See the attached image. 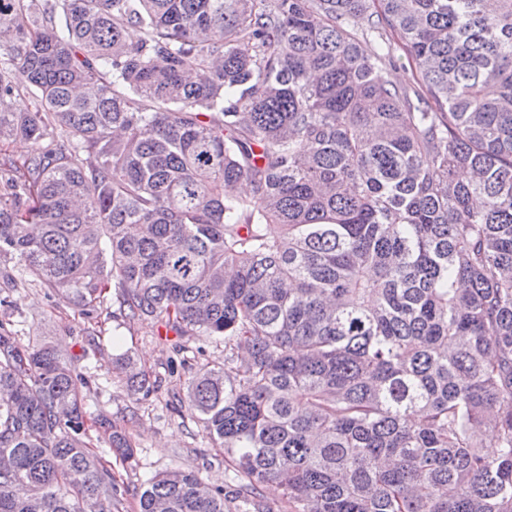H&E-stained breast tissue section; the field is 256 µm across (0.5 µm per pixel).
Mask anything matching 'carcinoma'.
<instances>
[{"label": "carcinoma", "mask_w": 512, "mask_h": 512, "mask_svg": "<svg viewBox=\"0 0 512 512\" xmlns=\"http://www.w3.org/2000/svg\"><path fill=\"white\" fill-rule=\"evenodd\" d=\"M20 90L0 142L56 147L0 197V254L224 339L185 403L243 483L167 469L138 512L268 481L288 512H512V0H0ZM80 384L0 323V512H112Z\"/></svg>", "instance_id": "1"}]
</instances>
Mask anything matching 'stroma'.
<instances>
[{
    "label": "stroma",
    "mask_w": 512,
    "mask_h": 512,
    "mask_svg": "<svg viewBox=\"0 0 512 512\" xmlns=\"http://www.w3.org/2000/svg\"><path fill=\"white\" fill-rule=\"evenodd\" d=\"M49 146L46 140L38 145L24 140L0 143V195L12 193L16 168L36 148ZM115 298V292H108L100 308L83 310L23 272L14 256L0 255V321L21 344L44 337L73 358L85 380L87 421L106 415L132 439L135 460L129 466L114 463L107 443L96 449L111 462L120 487L115 512H138L139 496L149 479L173 467L199 472L207 483L232 490L236 479L223 452L214 448L197 418L175 409L189 378L201 366L223 365V340L186 336L172 343L158 324L118 314ZM126 351L150 373L149 395L130 394L123 384L114 359Z\"/></svg>",
    "instance_id": "obj_1"
}]
</instances>
